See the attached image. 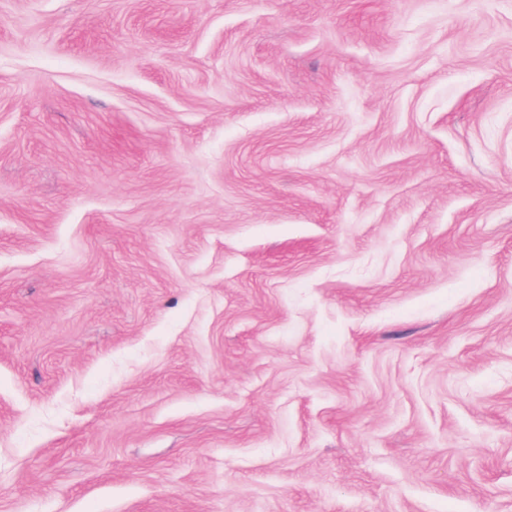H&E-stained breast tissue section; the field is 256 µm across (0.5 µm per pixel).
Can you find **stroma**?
Returning <instances> with one entry per match:
<instances>
[{
  "mask_svg": "<svg viewBox=\"0 0 512 512\" xmlns=\"http://www.w3.org/2000/svg\"><path fill=\"white\" fill-rule=\"evenodd\" d=\"M0 512H512V0H0Z\"/></svg>",
  "mask_w": 512,
  "mask_h": 512,
  "instance_id": "obj_1",
  "label": "stroma"
}]
</instances>
